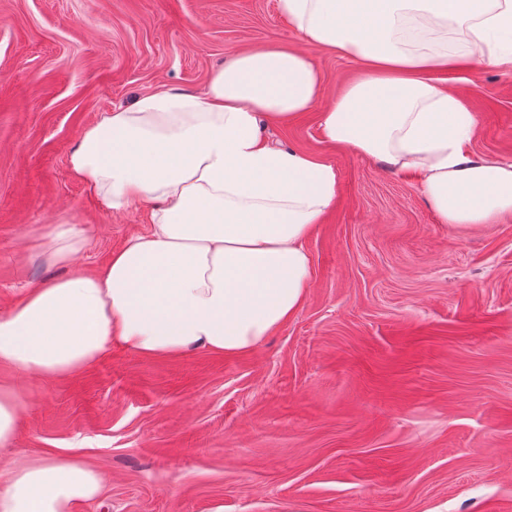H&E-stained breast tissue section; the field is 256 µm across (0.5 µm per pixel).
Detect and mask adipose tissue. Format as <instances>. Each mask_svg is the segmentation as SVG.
I'll return each mask as SVG.
<instances>
[{
  "instance_id": "obj_1",
  "label": "adipose tissue",
  "mask_w": 512,
  "mask_h": 512,
  "mask_svg": "<svg viewBox=\"0 0 512 512\" xmlns=\"http://www.w3.org/2000/svg\"><path fill=\"white\" fill-rule=\"evenodd\" d=\"M314 45L361 77L320 114L329 143L413 173L440 223L477 228L512 215V162L470 150L477 120L434 74L475 52L512 69V0H279ZM420 23L421 43L402 31ZM455 36L459 48L443 43ZM318 73L284 44L227 57L200 94L160 89L87 127L69 156L103 209L148 205L150 227L97 273L27 288L0 314V366L52 380L115 345L143 356L250 352L285 324L312 279L306 242L333 206L336 167L264 130L318 100ZM88 239L55 225L44 250L69 265ZM23 392L0 384V447L17 443ZM107 475L77 459L0 456V512H71Z\"/></svg>"
}]
</instances>
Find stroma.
Instances as JSON below:
<instances>
[{
  "mask_svg": "<svg viewBox=\"0 0 512 512\" xmlns=\"http://www.w3.org/2000/svg\"><path fill=\"white\" fill-rule=\"evenodd\" d=\"M283 43L316 67V108L272 125L329 158L336 201L306 242L307 297L254 351L113 348L54 380L0 367L26 396L16 455L74 456L109 478L73 512H512V216L439 223L417 179L326 142L319 111L361 74L306 43L278 0H0V313L88 274L147 229L71 172L83 129L160 87L202 92L238 50ZM478 117L471 150L512 161V69L441 74ZM48 239L43 254L50 265H69L74 256L88 245L84 232L74 224H55Z\"/></svg>",
  "mask_w": 512,
  "mask_h": 512,
  "instance_id": "obj_1",
  "label": "stroma"
}]
</instances>
